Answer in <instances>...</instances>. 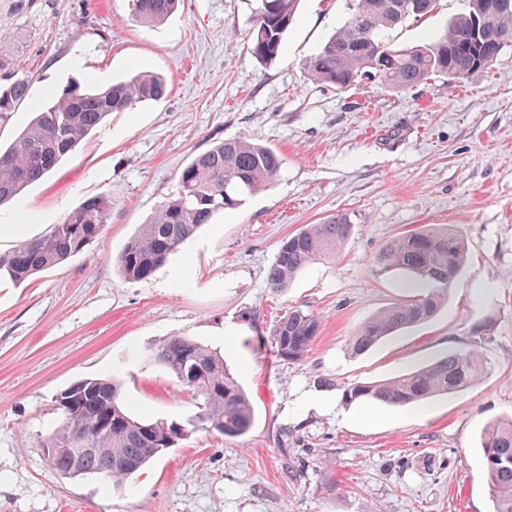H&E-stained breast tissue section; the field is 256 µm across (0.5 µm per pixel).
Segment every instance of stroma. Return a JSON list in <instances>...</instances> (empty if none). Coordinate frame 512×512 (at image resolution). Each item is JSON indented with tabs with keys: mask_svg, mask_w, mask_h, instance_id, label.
<instances>
[{
	"mask_svg": "<svg viewBox=\"0 0 512 512\" xmlns=\"http://www.w3.org/2000/svg\"><path fill=\"white\" fill-rule=\"evenodd\" d=\"M255 6L180 0L146 25L129 0H0V40L18 44L16 73L38 93L144 71L168 84L0 207V225L31 239L82 200L112 197L80 255L0 282V512H495L480 435L512 416V48L462 80L398 90L362 77L340 91L304 67L347 22L350 0H301L268 64L250 50ZM466 7L439 0L389 38L434 41ZM242 136L281 154L273 186L216 214L150 279L124 280L116 256L176 193L180 171ZM336 214L350 217L353 238L272 292L282 242ZM425 224L448 225L468 246L447 303L351 354L355 330L410 293L409 275L376 272L375 252ZM292 307L322 319L299 362L270 342ZM172 336L223 355L253 404L249 433H196L116 488L58 476L41 440L59 423L58 394L78 380L118 377L145 418L196 412L191 392L144 358ZM473 349L484 371L464 391L402 407L343 399L350 384Z\"/></svg>",
	"mask_w": 512,
	"mask_h": 512,
	"instance_id": "35a3bbf8",
	"label": "stroma"
}]
</instances>
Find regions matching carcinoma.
<instances>
[{
	"label": "carcinoma",
	"mask_w": 512,
	"mask_h": 512,
	"mask_svg": "<svg viewBox=\"0 0 512 512\" xmlns=\"http://www.w3.org/2000/svg\"><path fill=\"white\" fill-rule=\"evenodd\" d=\"M179 0H132V16L159 23ZM483 0H468L444 34L427 45L395 47L386 32L408 19L420 20L437 0H353L350 19L306 64L309 79L339 89L359 77L377 79L395 89H409L433 76L462 80L488 66L512 47V8L484 15ZM300 0H257L251 52L267 64L281 52L284 35ZM166 81L142 73L106 86L73 83L61 93L34 103V117L9 148L0 149V205L51 173L81 140L113 112L165 96ZM32 98L26 78L0 83V126L18 104ZM282 158L247 137L220 142L183 168L175 198L127 241L116 259L127 280L145 281L203 224L217 213L239 207L244 199L269 188ZM112 211V195L86 199L64 215L50 232L22 240L0 253V278L22 283L80 254L102 233ZM355 225L338 214L322 224H308L280 246L269 274V287L282 291L316 260L337 254L354 234ZM464 238L446 225L428 224L386 242L373 256L377 272L401 270L432 287L384 308L361 325L349 349L358 354L394 332L432 319L447 300L448 287L467 261ZM321 327L319 315L293 308L276 322L274 353L281 360H303ZM146 360L163 368L198 399V411L185 419L151 420L130 413L115 376L79 382L57 399L59 424L41 441L42 448L77 456V465L61 467L64 478L94 477L118 486L151 460L198 431L239 437L251 429L254 408L224 357L187 336H172ZM481 374L473 351L449 353L417 371L385 381L353 383L345 401H379L405 406L438 395L463 391ZM488 477L496 492L495 512H512V418L489 425L481 438Z\"/></svg>",
	"instance_id": "carcinoma-1"
}]
</instances>
